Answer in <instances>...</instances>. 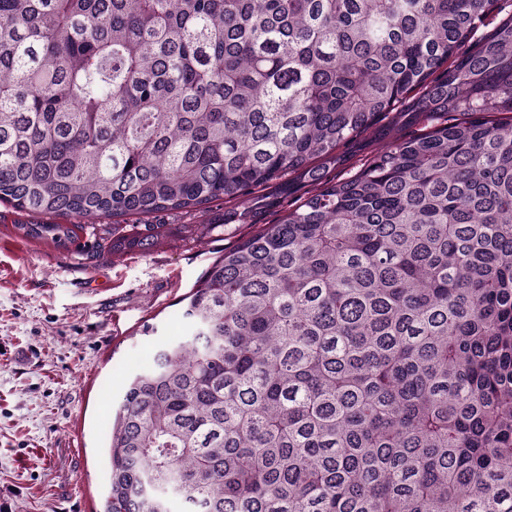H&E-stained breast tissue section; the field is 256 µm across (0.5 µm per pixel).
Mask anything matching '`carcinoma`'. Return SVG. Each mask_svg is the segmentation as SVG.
<instances>
[{
  "label": "carcinoma",
  "mask_w": 512,
  "mask_h": 512,
  "mask_svg": "<svg viewBox=\"0 0 512 512\" xmlns=\"http://www.w3.org/2000/svg\"><path fill=\"white\" fill-rule=\"evenodd\" d=\"M0 0V203L66 247L315 188L215 260L108 424L102 512H512V13ZM424 132L368 155L360 137ZM362 155L346 180L331 172Z\"/></svg>",
  "instance_id": "cac0c4a2"
}]
</instances>
